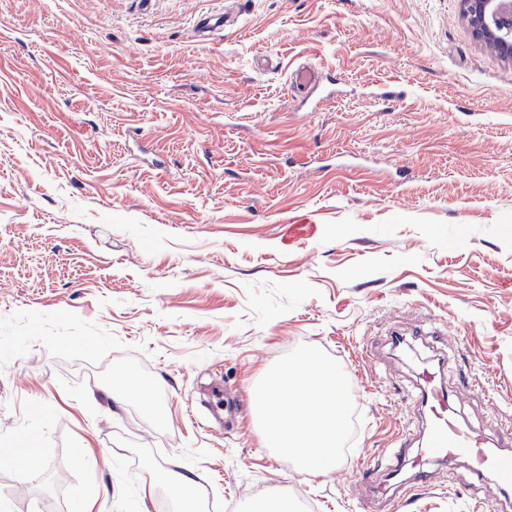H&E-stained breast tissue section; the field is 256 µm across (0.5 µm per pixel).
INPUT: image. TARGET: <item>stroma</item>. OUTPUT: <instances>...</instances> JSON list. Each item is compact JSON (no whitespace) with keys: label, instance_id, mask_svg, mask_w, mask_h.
<instances>
[{"label":"stroma","instance_id":"1","mask_svg":"<svg viewBox=\"0 0 512 512\" xmlns=\"http://www.w3.org/2000/svg\"><path fill=\"white\" fill-rule=\"evenodd\" d=\"M414 326L467 422L512 420V62L459 0H0V449L36 450L0 462L12 512L172 510L150 466L205 512H365ZM308 353L359 392L331 474L253 419ZM479 493L437 465L394 512ZM168 485L175 491L179 512H198V503L194 496V480L181 472L170 471L163 475Z\"/></svg>","mask_w":512,"mask_h":512}]
</instances>
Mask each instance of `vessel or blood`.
I'll return each instance as SVG.
<instances>
[{"mask_svg": "<svg viewBox=\"0 0 512 512\" xmlns=\"http://www.w3.org/2000/svg\"><path fill=\"white\" fill-rule=\"evenodd\" d=\"M414 379L411 395L421 410L422 440H415L412 431H404L386 461L360 474L359 486L368 488L376 498L397 493L405 497L430 486L433 464L445 461L464 463L471 481H493L499 494L507 495L512 490V424L499 425L491 436L466 422L459 413L457 394L446 386L440 356L422 360ZM380 471L394 476V483L377 481L375 475Z\"/></svg>", "mask_w": 512, "mask_h": 512, "instance_id": "1", "label": "vessel or blood"}]
</instances>
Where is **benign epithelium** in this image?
I'll use <instances>...</instances> for the list:
<instances>
[{
	"mask_svg": "<svg viewBox=\"0 0 512 512\" xmlns=\"http://www.w3.org/2000/svg\"><path fill=\"white\" fill-rule=\"evenodd\" d=\"M460 9L478 42L512 62V0H460Z\"/></svg>",
	"mask_w": 512,
	"mask_h": 512,
	"instance_id": "obj_1",
	"label": "benign epithelium"
}]
</instances>
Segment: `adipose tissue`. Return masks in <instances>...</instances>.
Instances as JSON below:
<instances>
[{
  "mask_svg": "<svg viewBox=\"0 0 512 512\" xmlns=\"http://www.w3.org/2000/svg\"><path fill=\"white\" fill-rule=\"evenodd\" d=\"M344 394L343 376L314 356L275 371L255 398L256 415L268 426L267 447L322 472L341 443Z\"/></svg>",
  "mask_w": 512,
  "mask_h": 512,
  "instance_id": "ef3b65f1",
  "label": "adipose tissue"
}]
</instances>
